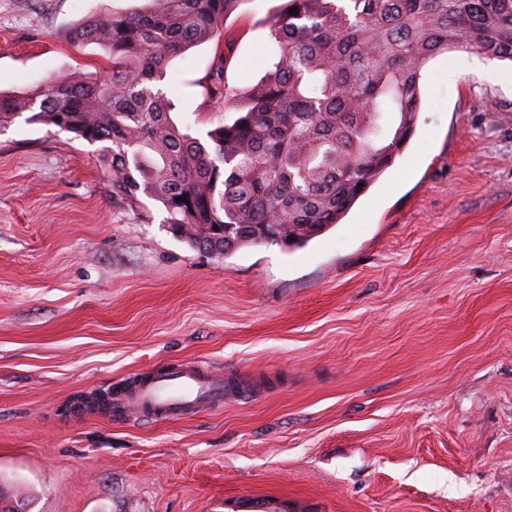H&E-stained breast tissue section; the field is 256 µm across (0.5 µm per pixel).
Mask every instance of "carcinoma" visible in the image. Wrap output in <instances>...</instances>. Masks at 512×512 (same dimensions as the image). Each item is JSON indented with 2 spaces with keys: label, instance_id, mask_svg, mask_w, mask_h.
I'll use <instances>...</instances> for the list:
<instances>
[{
  "label": "carcinoma",
  "instance_id": "cac0c4a2",
  "mask_svg": "<svg viewBox=\"0 0 512 512\" xmlns=\"http://www.w3.org/2000/svg\"><path fill=\"white\" fill-rule=\"evenodd\" d=\"M242 2L146 0L91 15L66 38L103 48L112 71L0 91V125L29 112L102 144L113 202H159L193 248L231 251L226 224L251 228L238 248L302 246L339 223L409 141L431 59L468 50L512 61V0H285L270 21L271 67L239 90L225 76L224 22ZM211 41L205 89L238 117L198 138L171 119L161 82L174 57Z\"/></svg>",
  "mask_w": 512,
  "mask_h": 512
}]
</instances>
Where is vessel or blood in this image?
I'll return each mask as SVG.
<instances>
[{
  "label": "vessel or blood",
  "mask_w": 512,
  "mask_h": 512,
  "mask_svg": "<svg viewBox=\"0 0 512 512\" xmlns=\"http://www.w3.org/2000/svg\"><path fill=\"white\" fill-rule=\"evenodd\" d=\"M227 390L221 378L191 366H178L149 376L141 385L112 394V411L124 416L149 411L159 417L187 415L203 407L222 405Z\"/></svg>",
  "instance_id": "b4317fda"
}]
</instances>
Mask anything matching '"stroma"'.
<instances>
[{
    "instance_id": "stroma-1",
    "label": "stroma",
    "mask_w": 512,
    "mask_h": 512,
    "mask_svg": "<svg viewBox=\"0 0 512 512\" xmlns=\"http://www.w3.org/2000/svg\"><path fill=\"white\" fill-rule=\"evenodd\" d=\"M141 2L0 0V90L99 75L65 30ZM280 3L227 19L230 85L264 75ZM213 56L163 82L197 137L234 119ZM420 88L413 136L340 223L221 256L152 199L115 204L95 146L0 126V479L30 512H512V62L451 50ZM178 365L237 396L170 419L75 407Z\"/></svg>"
}]
</instances>
